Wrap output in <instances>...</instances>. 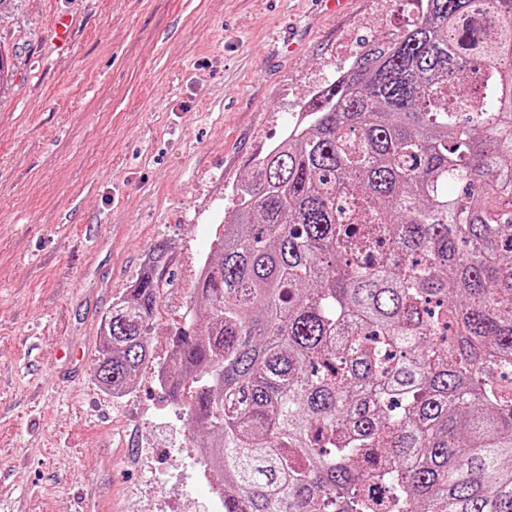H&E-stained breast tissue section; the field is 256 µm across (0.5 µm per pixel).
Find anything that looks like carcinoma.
<instances>
[{
	"label": "carcinoma",
	"mask_w": 512,
	"mask_h": 512,
	"mask_svg": "<svg viewBox=\"0 0 512 512\" xmlns=\"http://www.w3.org/2000/svg\"><path fill=\"white\" fill-rule=\"evenodd\" d=\"M426 0L233 186L170 331L224 512H512V0ZM174 256L101 328L132 388Z\"/></svg>",
	"instance_id": "obj_1"
}]
</instances>
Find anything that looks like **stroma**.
I'll list each match as a JSON object with an SVG mask.
<instances>
[{"instance_id":"stroma-1","label":"stroma","mask_w":512,"mask_h":512,"mask_svg":"<svg viewBox=\"0 0 512 512\" xmlns=\"http://www.w3.org/2000/svg\"><path fill=\"white\" fill-rule=\"evenodd\" d=\"M404 27L387 0L341 15L319 0H16L0 14V512H218L186 410L158 381L167 333L249 161L337 60ZM159 242L176 285L152 359L116 396L95 378L100 324Z\"/></svg>"}]
</instances>
